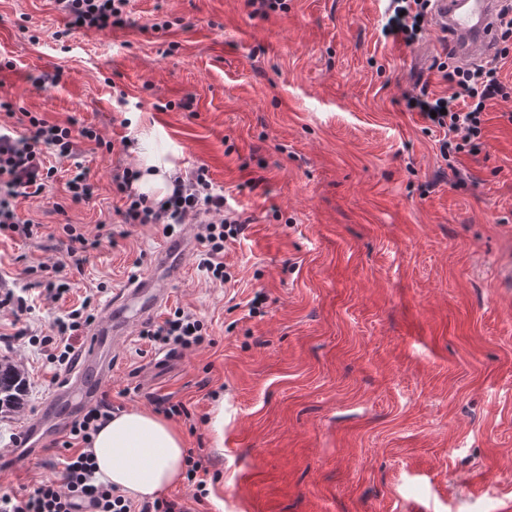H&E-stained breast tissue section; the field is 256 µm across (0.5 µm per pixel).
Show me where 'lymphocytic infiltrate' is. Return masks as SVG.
I'll use <instances>...</instances> for the list:
<instances>
[{
    "label": "lymphocytic infiltrate",
    "instance_id": "obj_1",
    "mask_svg": "<svg viewBox=\"0 0 512 512\" xmlns=\"http://www.w3.org/2000/svg\"><path fill=\"white\" fill-rule=\"evenodd\" d=\"M430 0H388L384 37L413 44L424 29ZM129 0H55L57 9L66 16L68 29L103 31L123 26ZM448 95L436 96L420 90L406 98L408 110L419 112L430 126L443 130L439 152L444 160L477 149L483 138V114L488 101L512 96L499 78L497 61L472 68L457 67L443 71ZM24 134L18 135L0 126V233L33 236V223L20 220L14 201L19 196L41 194L55 175L54 167L43 160L44 150L60 158H72L79 152V140L99 142L94 127L74 129L72 123H52L24 113ZM101 142V141H100ZM136 175L123 171L115 176L114 185L126 202L118 215L121 223L159 224L164 232L207 215L199 236L203 249L199 268L212 282L228 284L233 280L224 255L229 244L243 237L249 222L241 213L231 211L223 193L217 192L206 166H199L186 180L176 181L171 196L155 204L147 195L134 191ZM91 299L60 319L55 335L40 338L51 362L68 364L74 341L95 320ZM143 337L155 345L178 352L208 343L203 323L183 309H175L160 324L144 327ZM112 417V407L101 403L88 410L72 424L62 447L68 455L60 476L44 479L24 494L0 495V512H77L81 503H89L93 512H189L174 499L135 500L112 484L96 479L92 461V440L97 429Z\"/></svg>",
    "mask_w": 512,
    "mask_h": 512
}]
</instances>
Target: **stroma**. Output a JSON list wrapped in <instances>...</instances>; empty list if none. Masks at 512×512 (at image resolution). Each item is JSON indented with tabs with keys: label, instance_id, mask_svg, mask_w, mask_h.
Here are the masks:
<instances>
[{
	"label": "stroma",
	"instance_id": "35a3bbf8",
	"mask_svg": "<svg viewBox=\"0 0 512 512\" xmlns=\"http://www.w3.org/2000/svg\"><path fill=\"white\" fill-rule=\"evenodd\" d=\"M385 0H288L262 17L246 0H131L125 27L54 32V0H0V124L19 112L76 119L114 142L51 158L52 187L15 201L34 238L0 236V283L32 310L0 311V334L25 330L21 411L0 416V493L59 475L52 440L38 457L13 440L65 384L69 366L30 344L85 297L101 309L149 272L166 237L151 224L118 237L113 178L136 167L122 140L179 168L208 167L250 224L225 260L233 287L208 281L189 254L155 320L181 308L212 346L170 354L132 333L100 394L113 412L184 406L172 422L216 480L203 512H502L512 504V295L493 267L512 250V98L488 102L484 144L440 157L405 95L448 85L433 32L386 39ZM169 21L168 31L154 23ZM61 71L53 86H38ZM81 162L92 199L65 183ZM462 176H455V169ZM66 206L65 215L53 210ZM98 239L67 262L64 223ZM65 262L51 299L39 264ZM265 302L256 315L247 303Z\"/></svg>",
	"mask_w": 512,
	"mask_h": 512
}]
</instances>
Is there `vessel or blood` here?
<instances>
[{
  "instance_id": "1",
  "label": "vessel or blood",
  "mask_w": 512,
  "mask_h": 512,
  "mask_svg": "<svg viewBox=\"0 0 512 512\" xmlns=\"http://www.w3.org/2000/svg\"><path fill=\"white\" fill-rule=\"evenodd\" d=\"M501 8V0H432L430 19L451 56L468 64L491 59L496 53ZM193 248V240L186 236L170 239L155 256L157 275L136 277L113 295L89 330L92 347L75 356L67 388L57 390L41 417L26 426L20 455L41 453L65 415L96 400L112 378L113 349L136 324L150 320L166 303L162 281L180 275Z\"/></svg>"
}]
</instances>
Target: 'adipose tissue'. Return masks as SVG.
Here are the masks:
<instances>
[{
    "label": "adipose tissue",
    "mask_w": 512,
    "mask_h": 512,
    "mask_svg": "<svg viewBox=\"0 0 512 512\" xmlns=\"http://www.w3.org/2000/svg\"><path fill=\"white\" fill-rule=\"evenodd\" d=\"M140 192L163 201L174 188L173 163L139 155ZM95 472L133 499L156 498L185 480L186 450L165 418L131 408L113 415L94 437Z\"/></svg>",
    "instance_id": "1"
}]
</instances>
